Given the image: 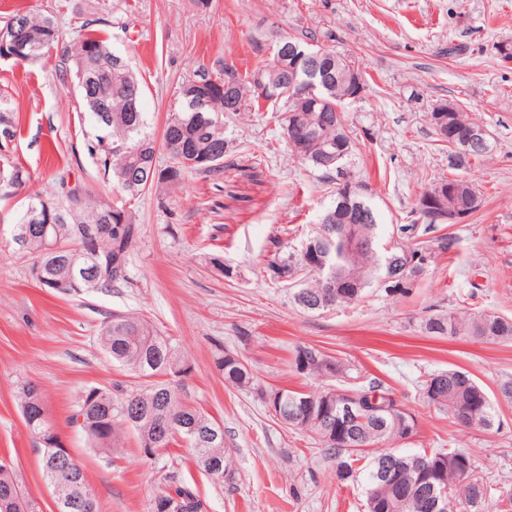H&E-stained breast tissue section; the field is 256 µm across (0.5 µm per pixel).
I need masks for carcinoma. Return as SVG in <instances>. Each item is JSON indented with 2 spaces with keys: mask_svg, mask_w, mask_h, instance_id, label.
I'll list each match as a JSON object with an SVG mask.
<instances>
[{
  "mask_svg": "<svg viewBox=\"0 0 512 512\" xmlns=\"http://www.w3.org/2000/svg\"><path fill=\"white\" fill-rule=\"evenodd\" d=\"M23 51L18 61L35 62L44 58L59 43L60 28L51 15L33 16L17 13L4 23ZM260 58L249 72L242 74L229 63L220 70L198 67L193 76L182 83V106L168 113L161 140L148 131L147 115L141 107V83L126 60L114 54L105 40L87 33L66 49L56 64V76L71 82L79 92L81 106L92 129L87 137V151L112 183L119 196L110 197L88 188L73 198L60 179L57 194L50 199L29 200L13 233L30 235L25 254L33 259L31 275L35 282L54 295H79L99 288H117L130 283L128 260L133 246L136 224L132 202L147 192L164 193L179 184L187 172L218 175L234 165L238 148L226 134L224 119L242 112L257 116L264 112L277 114L288 148L311 168L323 173L332 183L348 174L336 166L315 163L324 140H336L340 133L346 143L351 137L343 127L336 126V111L349 101L350 89L342 79L320 84L314 89L320 103L314 112L304 113V125L288 127V75L275 66V58L267 59L269 48L262 42L254 45ZM233 72L236 80L232 105L224 99V74ZM261 75L266 84L277 87L281 97L263 102L256 93L253 79ZM17 126L12 102L7 91L0 90V199H8L26 188L29 172L8 153L7 141L14 140ZM165 149L169 164L159 165L157 154ZM451 177L445 183L457 182L455 170L479 160L448 148ZM370 221L359 225L365 237H382L380 212L369 194L362 196ZM343 223H322L308 242L336 239ZM399 237L412 242L416 251L429 253L434 261L457 251L459 237L454 232L430 236L436 227L428 224L419 229L417 220L398 227ZM297 228L288 227L270 240L271 247L263 262L266 278L274 284L290 286L293 302L308 312H327L358 304L368 297L370 283L378 274V257L363 250L349 260L358 276L359 287L339 293L326 285L322 274L314 271L302 251L289 245L290 235ZM118 258L120 267L104 266L92 279L83 276L90 265L89 257ZM423 332L433 337H464L486 343L512 341V319L482 310L459 307L438 310L424 317ZM100 344L113 363L123 367L140 380L138 388L116 394L107 388L91 387L76 402L71 423L78 426L89 447L101 454L115 456L124 445L125 429L133 430L140 448L151 458L178 441L191 449L196 463L207 469L218 461L223 473L233 478L232 460L224 448V428L214 417L193 405L184 394L182 382L192 374L189 361L180 356L169 337L162 335L146 318L135 313L114 312L103 323ZM295 370L308 376H332L341 385L318 394L304 395L288 389L260 391L266 403L273 395L283 394L280 413L298 408L302 397L316 412L336 410L348 394L358 398L369 410L366 421L351 428L343 439L326 431L321 424H312L303 417L291 427L304 431L321 442L336 466L342 482H359L365 490V512H408L400 507L406 496L417 497L415 512H452L449 505L457 498L465 500L472 512H486L489 495L487 483L476 474L471 454L458 448L407 452L392 447L399 440L395 413H371L376 405L395 404L393 392L374 378L364 383L361 375H352V368L314 347L299 346L294 351ZM217 367L224 381L246 389L253 377L245 362L226 353ZM421 391L428 405L448 416L460 426L494 428L496 410L484 388L461 370L448 369L430 373L421 381ZM20 406L30 431L46 437L44 454L61 447L58 433L51 422L42 394L34 386L20 392ZM83 423H78V416ZM388 460L392 479L379 476L382 460ZM438 471L436 489L417 492L421 473L419 463ZM12 488L16 497L3 503L0 512H42L36 499L25 495L12 463L0 460V491ZM161 495L174 503L172 512H202L203 503L193 488L184 481H173Z\"/></svg>",
  "mask_w": 512,
  "mask_h": 512,
  "instance_id": "1",
  "label": "carcinoma"
}]
</instances>
